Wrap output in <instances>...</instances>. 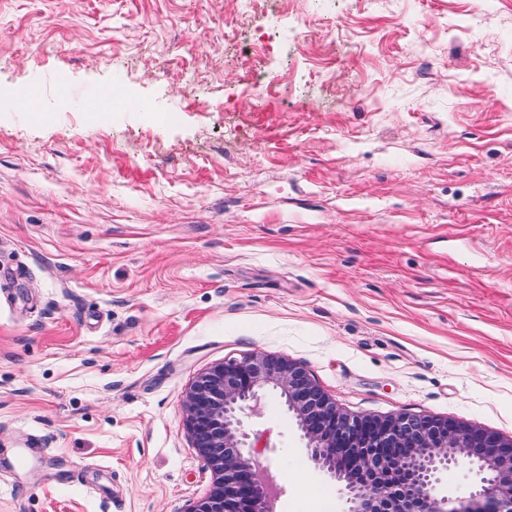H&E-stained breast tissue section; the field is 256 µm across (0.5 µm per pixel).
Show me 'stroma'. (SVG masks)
I'll use <instances>...</instances> for the list:
<instances>
[{
	"label": "stroma",
	"mask_w": 512,
	"mask_h": 512,
	"mask_svg": "<svg viewBox=\"0 0 512 512\" xmlns=\"http://www.w3.org/2000/svg\"><path fill=\"white\" fill-rule=\"evenodd\" d=\"M256 351L512 437V0H0V512H191L186 391ZM246 423L275 512H345ZM126 97V90L123 85L118 82H113L107 87L97 92L96 96L92 100L93 112H111L113 111V105Z\"/></svg>",
	"instance_id": "stroma-1"
}]
</instances>
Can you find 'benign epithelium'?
I'll use <instances>...</instances> for the list:
<instances>
[{"instance_id":"obj_1","label":"benign epithelium","mask_w":512,"mask_h":512,"mask_svg":"<svg viewBox=\"0 0 512 512\" xmlns=\"http://www.w3.org/2000/svg\"><path fill=\"white\" fill-rule=\"evenodd\" d=\"M268 392L284 399L314 464L344 482L346 512H512V438L450 417L351 416L303 366L264 353L216 363L186 392V429L214 473L191 512H270L260 440L244 421ZM450 466L477 468L480 489L464 501L441 494Z\"/></svg>"}]
</instances>
